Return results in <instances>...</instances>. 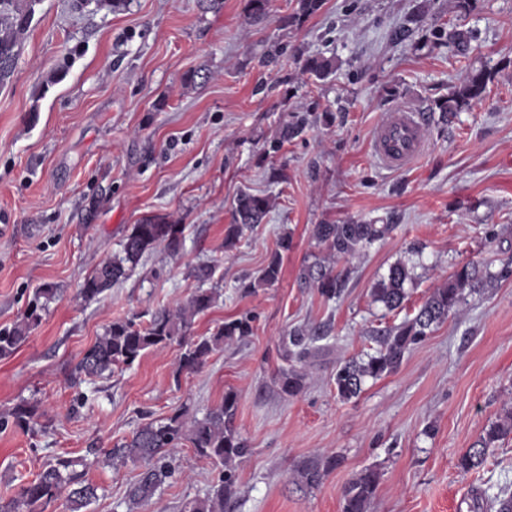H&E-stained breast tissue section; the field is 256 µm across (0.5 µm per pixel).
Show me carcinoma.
Masks as SVG:
<instances>
[{
    "label": "carcinoma",
    "mask_w": 512,
    "mask_h": 512,
    "mask_svg": "<svg viewBox=\"0 0 512 512\" xmlns=\"http://www.w3.org/2000/svg\"><path fill=\"white\" fill-rule=\"evenodd\" d=\"M37 0H0V83L9 77L19 54L21 36L34 16ZM323 0H298L297 11L287 18L294 25L315 14ZM269 10V0H248L247 21L259 23ZM334 60L326 57H307L302 71L310 78L323 80L332 74ZM490 73L485 69H472L459 85L453 87L448 98L436 103L442 117L460 112L473 102L483 99ZM271 204L267 196L240 191L233 201L232 221L224 244L233 246L246 230L264 223ZM390 224H369L349 221L343 224H317L313 236L318 245L329 255L348 259L361 248L382 239L390 230ZM183 230L164 217H152L143 224H136L127 235L120 255L104 260L84 281L80 293L88 300L95 299L112 288L138 265L144 254L158 244L176 254L181 250ZM291 240H280L281 252L290 250ZM281 252L275 253L262 270L258 283L272 286L281 272ZM350 270H337L316 262L308 266L302 276L303 283L318 289L327 299L341 294ZM413 268L404 262L393 264L373 289L374 301L393 311L407 298L405 285L413 281ZM479 287L476 267L467 263L456 269L448 282L434 289L426 298L417 314L397 326L376 331L375 341L379 348L360 360L352 359L336 366L334 383L337 395L343 400L358 396L366 380L378 379L396 370L411 347L420 343L432 327L448 318V313L458 308L466 299V291ZM217 289L197 288L186 301L173 308H163L142 326L135 318L117 320L96 339L85 352L78 370L89 376H101L121 365L130 366L145 351L163 348L172 343L181 346L179 370L196 371L224 345L252 333L251 320L240 318L226 322L209 336L191 338L187 332L193 319L211 308ZM38 301H33L22 319L12 328L0 330V357L12 355L38 326ZM317 336L304 329H294L282 337L284 360L290 367L281 368L274 383L281 393L298 394L305 381V373L296 367L311 355ZM237 406V394L229 391L224 401L210 409L203 418H186V413L175 414L164 421L143 425L132 438L105 454L107 462L131 459L143 464L140 479L130 486L127 498L133 505L150 501L176 472L171 451L183 441L194 452L219 469L218 483L202 498L184 503L183 512H224L225 500L234 493V470L248 453L245 443L232 426ZM40 415L34 406L16 405L8 415L0 418V427L13 424L28 430L38 425ZM512 434V413L485 430L476 446L468 449L460 458L459 466L465 471L480 466L495 443ZM340 464L336 455L312 458L302 462L295 470L296 482L314 487L324 476ZM87 467L83 460L59 457L47 465L38 477L19 488L8 502H0V512H42V506L63 496L71 504V512H80L96 498V489L83 480V472L77 467ZM380 475L374 468L360 471L348 484L343 495L342 512H369L370 504L379 485Z\"/></svg>",
    "instance_id": "obj_1"
}]
</instances>
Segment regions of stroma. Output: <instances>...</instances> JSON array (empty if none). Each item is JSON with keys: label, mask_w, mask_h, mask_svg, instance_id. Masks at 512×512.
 Instances as JSON below:
<instances>
[{"label": "stroma", "mask_w": 512, "mask_h": 512, "mask_svg": "<svg viewBox=\"0 0 512 512\" xmlns=\"http://www.w3.org/2000/svg\"><path fill=\"white\" fill-rule=\"evenodd\" d=\"M247 0H128L115 10L40 0L9 79L0 84V329L12 327L41 289V320L0 358V416L37 407L35 431L0 428V501L57 456L83 458L97 497L83 512H182L219 472L184 444L178 470L147 504L129 505L142 471L106 464V451L144 423L185 411L203 417L225 393L238 396L233 426L249 453L236 466L226 512H342L343 491L366 468L380 474L370 512H490L482 499L512 494V436L480 467L459 457L512 411V0H324L300 25L297 0H271L258 25ZM412 33L398 40L396 32ZM473 32L468 54L450 30ZM334 58L325 80L302 61ZM487 93L442 118L435 107L475 68ZM423 108L428 149L402 171L370 149L382 112ZM333 121L324 124V107ZM303 133L276 144L280 125ZM269 196L263 224L233 247L224 235L236 195ZM159 216L183 229V246L146 253L99 298L84 280L117 255L133 225ZM348 220L392 232L339 260L350 268L327 299L301 275L322 257L314 225ZM293 245L278 250L282 235ZM281 253L275 285L254 280ZM414 268L401 309L372 290L390 266ZM476 264L483 288L414 345L399 368L340 399L339 362L373 348L375 330L413 318L456 267ZM197 288L218 291L191 333L251 317L253 332L178 372V345L148 350L103 378L78 375L84 352L113 321L149 323ZM323 334L304 364L303 391L283 395L281 338ZM339 465L307 488L302 460Z\"/></svg>", "instance_id": "obj_1"}]
</instances>
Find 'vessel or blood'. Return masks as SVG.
I'll return each mask as SVG.
<instances>
[{
  "mask_svg": "<svg viewBox=\"0 0 512 512\" xmlns=\"http://www.w3.org/2000/svg\"><path fill=\"white\" fill-rule=\"evenodd\" d=\"M427 146V127L421 110L409 103L397 104L384 112L371 140L378 163L393 171L413 165Z\"/></svg>",
  "mask_w": 512,
  "mask_h": 512,
  "instance_id": "b4317fda",
  "label": "vessel or blood"
}]
</instances>
